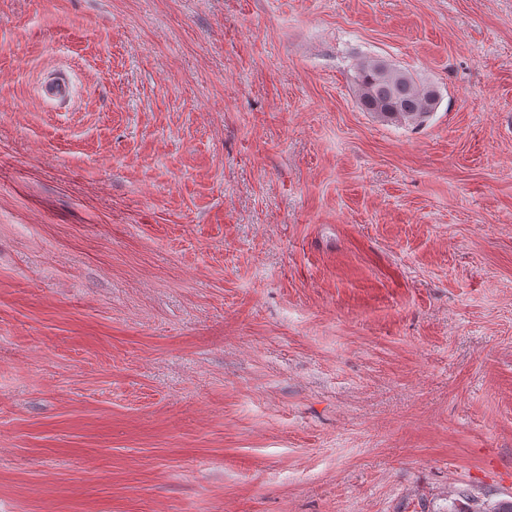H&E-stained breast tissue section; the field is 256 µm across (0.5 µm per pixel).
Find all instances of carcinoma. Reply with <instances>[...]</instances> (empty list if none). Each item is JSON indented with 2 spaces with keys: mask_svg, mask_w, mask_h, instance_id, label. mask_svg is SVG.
Masks as SVG:
<instances>
[{
  "mask_svg": "<svg viewBox=\"0 0 512 512\" xmlns=\"http://www.w3.org/2000/svg\"><path fill=\"white\" fill-rule=\"evenodd\" d=\"M352 77L361 110L387 124L417 129L432 118L441 102L433 82L381 59L360 61ZM448 512H512V499L480 503L463 494L448 504Z\"/></svg>",
  "mask_w": 512,
  "mask_h": 512,
  "instance_id": "1",
  "label": "carcinoma"
}]
</instances>
